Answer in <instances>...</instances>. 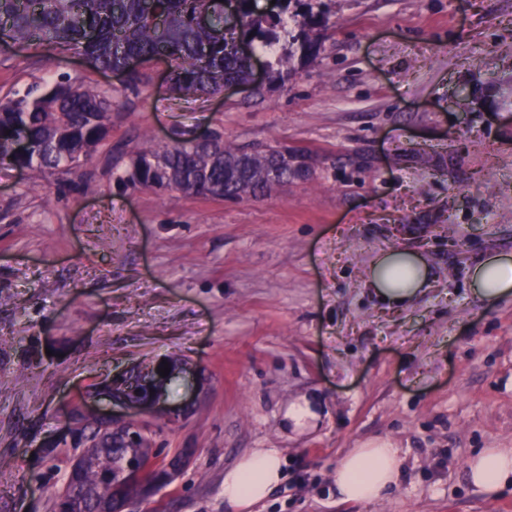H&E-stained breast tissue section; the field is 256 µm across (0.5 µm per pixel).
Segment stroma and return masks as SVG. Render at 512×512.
<instances>
[{
    "label": "stroma",
    "mask_w": 512,
    "mask_h": 512,
    "mask_svg": "<svg viewBox=\"0 0 512 512\" xmlns=\"http://www.w3.org/2000/svg\"><path fill=\"white\" fill-rule=\"evenodd\" d=\"M316 57L285 84L176 96L166 64L133 87L81 52L0 47V98L59 78L112 93V131L74 175L0 164V512H56L74 451L35 465L67 402L116 369L196 366V407L156 424L195 455L139 512H235L224 474L279 449L285 478L250 512H512L469 477L512 448V296L470 286L512 253V0H324ZM209 129L271 144L309 174L240 200L123 190L115 144ZM394 248L430 284L391 306L367 286ZM310 401L303 428L290 405ZM390 440L385 498L342 501L336 468Z\"/></svg>",
    "instance_id": "35a3bbf8"
}]
</instances>
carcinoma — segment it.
Instances as JSON below:
<instances>
[{"label": "carcinoma", "mask_w": 512, "mask_h": 512, "mask_svg": "<svg viewBox=\"0 0 512 512\" xmlns=\"http://www.w3.org/2000/svg\"><path fill=\"white\" fill-rule=\"evenodd\" d=\"M284 10L303 16L299 33L285 29L280 15L256 11L254 0H0V43L10 47L79 49L91 65L123 71L131 57L141 64L166 59L169 91L187 96L212 94L229 83H247L256 46L279 44L288 50L275 57L269 79L295 71L299 54L309 58L317 44L309 31L320 23L307 0H280ZM112 97L91 86L56 81L42 92L0 100V163L52 171L85 163L108 136ZM17 141L29 152L18 155ZM128 164L116 181L125 188H175L187 195L241 199L288 183L292 175L285 152L268 145L246 150L214 134L212 142L190 140L172 146H117ZM79 437L90 446L78 462L80 482L65 480L56 505L70 512H116L105 484L120 483L125 496L143 498L141 483L126 460L138 448H119L98 422L85 417Z\"/></svg>", "instance_id": "obj_1"}]
</instances>
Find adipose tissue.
I'll use <instances>...</instances> for the list:
<instances>
[{"mask_svg":"<svg viewBox=\"0 0 512 512\" xmlns=\"http://www.w3.org/2000/svg\"><path fill=\"white\" fill-rule=\"evenodd\" d=\"M425 261L407 249L388 251L372 263L368 286L383 301L398 305L418 296L428 283ZM472 289L493 302L512 295V256L490 253L471 271ZM278 449L263 448L243 457L224 475V496L240 512L266 499L283 481ZM472 483L493 494L512 485V448H488L469 459ZM402 459L388 441L350 449L336 469V487L344 501L371 502L398 484Z\"/></svg>","mask_w":512,"mask_h":512,"instance_id":"obj_1","label":"adipose tissue"}]
</instances>
